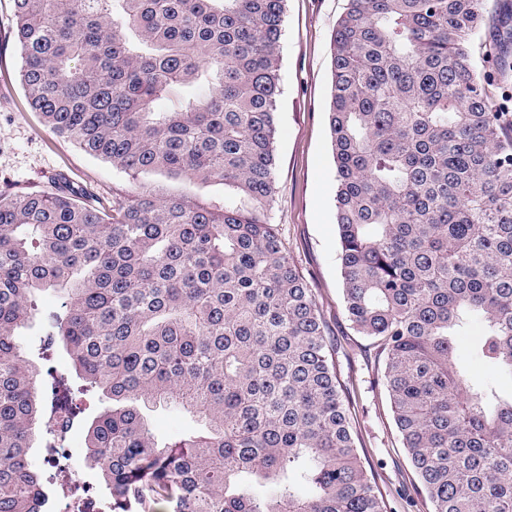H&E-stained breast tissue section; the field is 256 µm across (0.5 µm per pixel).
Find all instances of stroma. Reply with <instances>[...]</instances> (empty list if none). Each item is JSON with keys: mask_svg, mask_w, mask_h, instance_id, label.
I'll return each instance as SVG.
<instances>
[{"mask_svg": "<svg viewBox=\"0 0 512 512\" xmlns=\"http://www.w3.org/2000/svg\"><path fill=\"white\" fill-rule=\"evenodd\" d=\"M346 0H287L281 38L282 83L277 123L275 203L269 221L285 240L312 289L337 346L336 368L346 387L360 452L390 512H431L402 447L387 392L383 358L352 330L343 307L337 261L336 168L327 118L330 37ZM13 0H0V185L52 192L60 180L109 202L116 188L143 185L159 196L219 201L224 186L156 171L130 176L53 134L27 103L21 59L11 35Z\"/></svg>", "mask_w": 512, "mask_h": 512, "instance_id": "1", "label": "stroma"}]
</instances>
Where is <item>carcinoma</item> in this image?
Masks as SVG:
<instances>
[{
	"label": "carcinoma",
	"mask_w": 512,
	"mask_h": 512,
	"mask_svg": "<svg viewBox=\"0 0 512 512\" xmlns=\"http://www.w3.org/2000/svg\"><path fill=\"white\" fill-rule=\"evenodd\" d=\"M287 0H14L30 107L89 155L218 180L224 201L0 190V512H46L45 409L112 400L87 429L110 512H388L360 455L336 343L268 220ZM347 0L331 35L338 259L352 328L432 512H512V116L469 51L512 72V3ZM177 95L166 111L163 99ZM52 291L40 381L15 336ZM471 354L458 355L469 327ZM201 432L159 441L143 410ZM47 429L50 479L72 474ZM257 483H272L265 496Z\"/></svg>",
	"instance_id": "1"
}]
</instances>
